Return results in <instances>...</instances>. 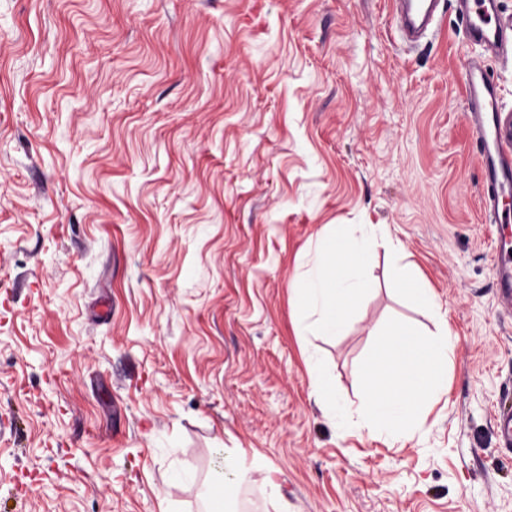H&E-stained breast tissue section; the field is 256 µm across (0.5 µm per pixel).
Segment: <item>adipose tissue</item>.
Returning <instances> with one entry per match:
<instances>
[{
    "label": "adipose tissue",
    "mask_w": 512,
    "mask_h": 512,
    "mask_svg": "<svg viewBox=\"0 0 512 512\" xmlns=\"http://www.w3.org/2000/svg\"><path fill=\"white\" fill-rule=\"evenodd\" d=\"M375 230L350 238L345 230H328L313 267L299 287L303 334L338 336L347 326L349 311L366 290L362 277L365 258L374 245ZM412 303L434 314V332L421 335L398 325L389 326L363 377L360 424L369 434L399 438L429 403L448 386L451 333L448 321L430 288L412 281Z\"/></svg>",
    "instance_id": "obj_1"
}]
</instances>
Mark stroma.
Segmentation results:
<instances>
[{
  "instance_id": "35a3bbf8",
  "label": "stroma",
  "mask_w": 512,
  "mask_h": 512,
  "mask_svg": "<svg viewBox=\"0 0 512 512\" xmlns=\"http://www.w3.org/2000/svg\"><path fill=\"white\" fill-rule=\"evenodd\" d=\"M0 0V512H512V313L481 221L452 0ZM374 224L336 338L294 287L326 225ZM448 318V393L358 425L392 323ZM316 356L348 415L314 389ZM277 491H270V484ZM394 26L410 43L425 38L438 25V0H394ZM236 492V484L234 482L224 480V473L220 474L212 483L210 509L208 511H224V502L234 499Z\"/></svg>"
}]
</instances>
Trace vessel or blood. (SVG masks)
<instances>
[{
	"mask_svg": "<svg viewBox=\"0 0 512 512\" xmlns=\"http://www.w3.org/2000/svg\"><path fill=\"white\" fill-rule=\"evenodd\" d=\"M457 14L479 56L466 66L464 88L467 117L477 142L485 223L512 222V112L505 110L500 89L489 66L512 59V15L503 14L499 0H456ZM394 26L408 42L416 43L435 30L438 0H393ZM495 286L503 307L512 308V237L494 241Z\"/></svg>",
	"mask_w": 512,
	"mask_h": 512,
	"instance_id": "b4317fda",
	"label": "vessel or blood"
}]
</instances>
